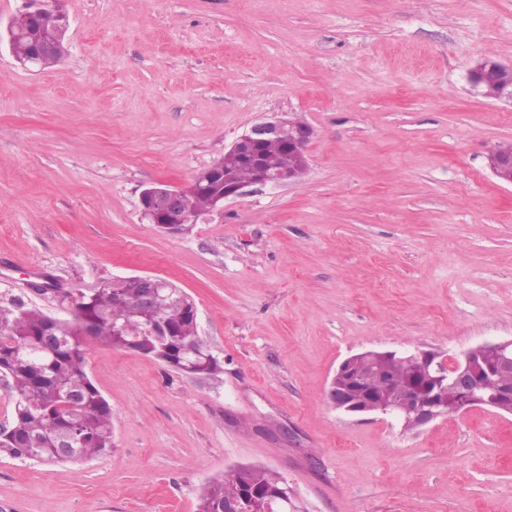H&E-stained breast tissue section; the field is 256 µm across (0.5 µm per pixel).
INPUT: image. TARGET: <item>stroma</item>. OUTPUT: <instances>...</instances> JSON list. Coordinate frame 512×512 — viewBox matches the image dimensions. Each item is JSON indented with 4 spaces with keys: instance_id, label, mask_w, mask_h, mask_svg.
I'll return each instance as SVG.
<instances>
[{
    "instance_id": "obj_1",
    "label": "stroma",
    "mask_w": 512,
    "mask_h": 512,
    "mask_svg": "<svg viewBox=\"0 0 512 512\" xmlns=\"http://www.w3.org/2000/svg\"><path fill=\"white\" fill-rule=\"evenodd\" d=\"M65 5L61 63L0 48V294L67 319L78 291L161 278L224 371L92 347L111 451L1 454L0 512H196L251 464L305 512H512V415L415 432L325 399L354 353L512 339V185L487 159L512 105L468 81L478 58L512 63V0ZM274 113L314 131L303 181L245 187L183 235L142 219L145 187L188 186Z\"/></svg>"
}]
</instances>
